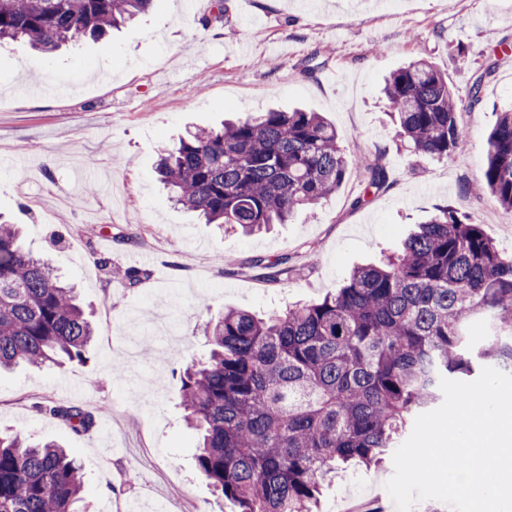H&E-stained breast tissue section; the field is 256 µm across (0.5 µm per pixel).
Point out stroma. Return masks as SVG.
Listing matches in <instances>:
<instances>
[{
	"label": "stroma",
	"mask_w": 512,
	"mask_h": 512,
	"mask_svg": "<svg viewBox=\"0 0 512 512\" xmlns=\"http://www.w3.org/2000/svg\"><path fill=\"white\" fill-rule=\"evenodd\" d=\"M156 0L98 40L42 54L0 46V220L75 286L95 336L86 362L0 372V431L68 448L88 512H222L196 471L180 372L205 359L206 323L228 309L263 313L334 294L352 270L394 251L446 205L512 254V223L473 184L487 136L512 104V0ZM448 77L465 136L443 161L402 144L385 112L384 78L412 59ZM39 82L67 97L31 94ZM302 106L336 127L347 157L384 153L387 190L366 194L349 167L335 195L260 235L198 223L157 181L163 149L224 118ZM96 185L87 194V185ZM361 207H353L357 197ZM152 264L132 286L105 263ZM283 257L270 278L258 258ZM136 351L140 370L115 373ZM53 401L95 417L85 432L38 409ZM392 455L337 472L319 512L370 503L396 512L384 484Z\"/></svg>",
	"instance_id": "1"
}]
</instances>
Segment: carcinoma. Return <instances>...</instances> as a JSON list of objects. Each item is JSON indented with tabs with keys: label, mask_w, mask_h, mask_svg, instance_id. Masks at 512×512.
<instances>
[{
	"label": "carcinoma",
	"mask_w": 512,
	"mask_h": 512,
	"mask_svg": "<svg viewBox=\"0 0 512 512\" xmlns=\"http://www.w3.org/2000/svg\"><path fill=\"white\" fill-rule=\"evenodd\" d=\"M153 2L0 0V43L49 54ZM383 94L414 151L446 159L463 140L448 78L431 62L391 71ZM383 158L348 159L317 112L269 110L193 132L156 173L204 223L254 233L326 200L353 165L380 191ZM477 190L512 218V106L489 134ZM484 319L477 341L471 329ZM205 332L209 357L180 374L201 477L233 512H314L337 465L377 464L410 419L443 398L440 378L477 366L512 373V257L482 225L440 206L400 252L356 268L335 295L263 318L229 309ZM92 337L74 288L23 248L17 225L0 224V370L83 363ZM41 409L76 432L94 424L75 406ZM83 492L66 449L0 434V512H81Z\"/></svg>",
	"instance_id": "cac0c4a2"
}]
</instances>
